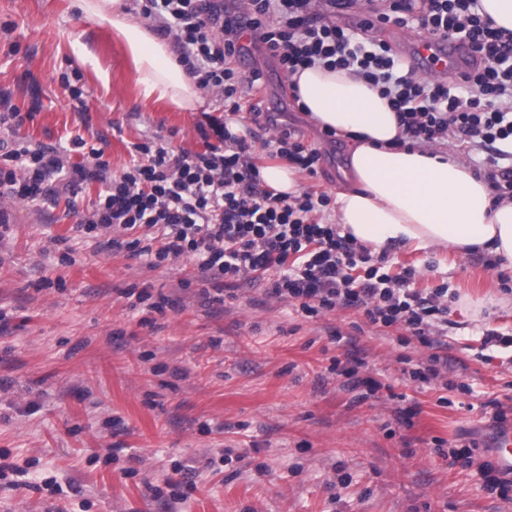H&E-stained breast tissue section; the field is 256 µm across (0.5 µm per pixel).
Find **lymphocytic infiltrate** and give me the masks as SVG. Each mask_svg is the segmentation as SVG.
<instances>
[{"mask_svg":"<svg viewBox=\"0 0 512 512\" xmlns=\"http://www.w3.org/2000/svg\"><path fill=\"white\" fill-rule=\"evenodd\" d=\"M355 0H145L141 11L170 38L179 63L225 111L259 118L258 105L246 103V88L261 78L235 66L251 29L258 48L286 72L316 63L356 68L380 88L397 112L406 136L426 147L512 143V32L495 27L480 0H422V24L433 34L467 42L484 66L460 76L463 95L438 80H419L398 65L384 44L368 49L336 24L337 11ZM38 105L21 110L0 94V196L55 205L62 196L95 183L99 190L75 230L98 237L105 247L145 258L149 268L187 258L197 267L199 295L211 306L224 303L239 284L260 290L268 301L298 307L308 317L336 309L363 311L370 324L403 329L400 344L430 348L425 364L409 372L428 383L448 371V291L415 287L416 270L390 274L387 255H375L352 234L331 222L327 193L310 188L277 194L260 178L258 151L316 175L317 150L307 148L293 128L254 147L231 133L224 119L207 116L199 134L203 151L177 149L160 137L133 143L130 161L110 168L102 149L83 136L67 147L32 144L19 132ZM82 152L86 160L70 161ZM449 466L472 470L484 490L500 498L512 493V480L486 460L477 442L448 455Z\"/></svg>","mask_w":512,"mask_h":512,"instance_id":"lymphocytic-infiltrate-1","label":"lymphocytic infiltrate"}]
</instances>
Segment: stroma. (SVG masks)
<instances>
[{
    "mask_svg": "<svg viewBox=\"0 0 512 512\" xmlns=\"http://www.w3.org/2000/svg\"><path fill=\"white\" fill-rule=\"evenodd\" d=\"M237 66L263 74L249 100L319 151L304 185L335 195L348 141L298 110L271 58L251 47ZM76 72L93 101L85 114L62 85ZM1 90L20 109L42 104L23 137L56 147L82 135L115 170L145 136L202 150L197 124L223 110L209 96L191 112L143 98L110 23L80 16L70 0H0ZM97 192L89 185L54 207L0 198L10 224L0 241V464L9 468L0 512H512V500L486 493L434 444L487 447L483 403L512 408V347L481 348L486 330L512 336V273L487 267V253L390 254L393 269L415 266L416 287L456 296L447 381L419 384L401 359L424 362L429 349L400 345L399 329L372 327L361 311L309 320L243 285L216 312L181 290L189 260L152 270L77 238ZM131 286L180 305L149 319L123 296ZM335 330L354 346L332 341ZM352 352L391 392L355 402L328 370ZM393 392L418 405L412 425L397 422ZM178 464L192 478L175 502Z\"/></svg>",
    "mask_w": 512,
    "mask_h": 512,
    "instance_id": "35a3bbf8",
    "label": "stroma"
}]
</instances>
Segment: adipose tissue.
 Instances as JSON below:
<instances>
[{"label":"adipose tissue","mask_w":512,"mask_h":512,"mask_svg":"<svg viewBox=\"0 0 512 512\" xmlns=\"http://www.w3.org/2000/svg\"><path fill=\"white\" fill-rule=\"evenodd\" d=\"M122 4L73 0L80 13L110 21L124 38L143 97L195 109L200 92L171 45ZM292 80L309 119L352 143L350 182L334 198L343 231L376 254L398 245L485 251L512 270V200H497L459 157L407 142L388 98L353 69L317 64Z\"/></svg>","instance_id":"obj_1"}]
</instances>
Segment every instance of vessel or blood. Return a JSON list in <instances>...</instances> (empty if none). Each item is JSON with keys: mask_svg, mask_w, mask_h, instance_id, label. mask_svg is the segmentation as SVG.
I'll list each match as a JSON object with an SVG mask.
<instances>
[{"mask_svg": "<svg viewBox=\"0 0 512 512\" xmlns=\"http://www.w3.org/2000/svg\"><path fill=\"white\" fill-rule=\"evenodd\" d=\"M396 37L426 77L440 79L451 72L464 74L473 65L471 51L459 42L426 33L414 36L403 29ZM490 444L492 464L500 474L512 478V425L492 432Z\"/></svg>", "mask_w": 512, "mask_h": 512, "instance_id": "b4317fda", "label": "vessel or blood"}]
</instances>
